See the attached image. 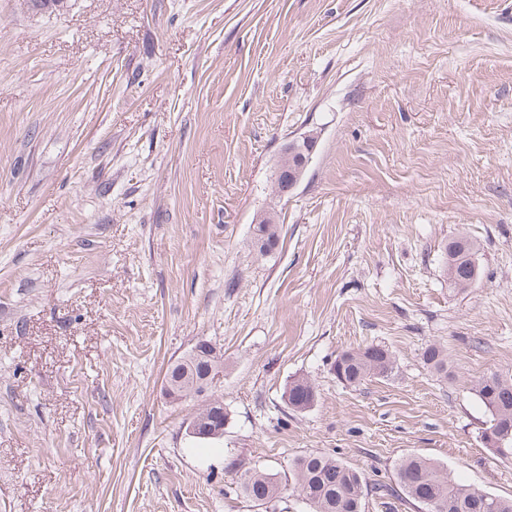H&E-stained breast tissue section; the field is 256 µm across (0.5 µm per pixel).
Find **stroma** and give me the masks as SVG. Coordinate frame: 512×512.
Instances as JSON below:
<instances>
[{"instance_id": "stroma-1", "label": "stroma", "mask_w": 512, "mask_h": 512, "mask_svg": "<svg viewBox=\"0 0 512 512\" xmlns=\"http://www.w3.org/2000/svg\"><path fill=\"white\" fill-rule=\"evenodd\" d=\"M461 237L480 278L456 291ZM202 340L224 355L212 441L164 391ZM368 344L394 375L340 383L337 355ZM495 372L512 374V0H0V512H310L290 473L312 452L391 485L423 456L512 497L481 440ZM254 469L275 507L242 495ZM266 224L260 223L255 226L254 243L260 252L272 249L279 239V224H275L273 220L266 218ZM478 248L475 243L468 239L459 238L448 245V265L446 271H451L453 278L448 277V282L452 288L466 290L471 288L472 284L478 279V266L475 263L474 256ZM462 253L460 256L458 254ZM475 273V279L472 278ZM288 394V405L294 410H305L316 399V390L307 379L299 378L288 386L285 396ZM244 496L257 506L266 505L281 494V489L273 475L260 470L246 472L241 482ZM264 500V502H259Z\"/></svg>"}]
</instances>
